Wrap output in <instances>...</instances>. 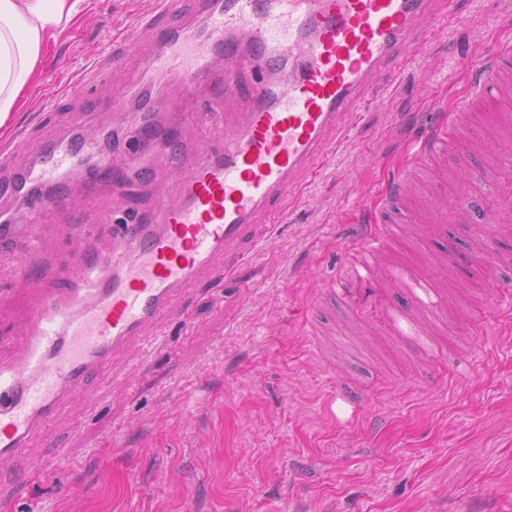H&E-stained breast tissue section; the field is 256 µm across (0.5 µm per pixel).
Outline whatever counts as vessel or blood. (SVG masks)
I'll return each instance as SVG.
<instances>
[{"label": "vessel or blood", "instance_id": "obj_1", "mask_svg": "<svg viewBox=\"0 0 512 512\" xmlns=\"http://www.w3.org/2000/svg\"><path fill=\"white\" fill-rule=\"evenodd\" d=\"M439 0H161L162 19H149L153 45L142 81L174 85L180 98L238 95L250 105L220 148L182 156L159 114L141 104L140 130L116 165L111 154L88 160L78 138L46 140L16 165L0 196L26 199L48 192L40 206L61 202L65 180L142 181V161L165 152L185 160L187 179L157 196L131 221L102 219L112 234L108 253L78 258L84 291L41 294L8 363L0 362V464L25 458L65 396L83 386L121 349L146 340L169 312L173 296L201 274L230 279L225 259L245 240L263 236L260 215L288 186L326 163L328 134L354 112L361 89L402 69L401 49ZM512 54L486 57L474 92L424 138L384 189L393 218L378 216L360 246L346 252L347 276L327 288L352 318L410 348L433 340L442 326L454 260L447 242L429 265L385 267L383 254L408 240L407 228L472 223L482 211L498 237H512ZM457 153L472 178L449 188L433 179L429 205L450 199L452 213L427 215L405 200L422 167Z\"/></svg>", "mask_w": 512, "mask_h": 512}]
</instances>
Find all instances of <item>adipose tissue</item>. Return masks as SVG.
<instances>
[{"label": "adipose tissue", "instance_id": "ef3b65f1", "mask_svg": "<svg viewBox=\"0 0 512 512\" xmlns=\"http://www.w3.org/2000/svg\"><path fill=\"white\" fill-rule=\"evenodd\" d=\"M85 0H0V130L25 102L41 58L71 29Z\"/></svg>", "mask_w": 512, "mask_h": 512}]
</instances>
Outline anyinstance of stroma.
<instances>
[{"mask_svg":"<svg viewBox=\"0 0 512 512\" xmlns=\"http://www.w3.org/2000/svg\"><path fill=\"white\" fill-rule=\"evenodd\" d=\"M154 2L86 0L43 56L0 149L24 157L75 126L89 153L122 158L138 121L114 132L112 104L128 93ZM508 37L512 0H454L402 74L362 89L367 105L336 129L329 164L275 203L270 234L245 243L233 278L186 286L150 343L116 352L67 398L29 462L0 466V512H512V324L476 318L512 283V239L493 242L481 281L467 264L469 234L487 226L457 230L438 358L383 344L319 298L407 141L443 123L439 105L464 91L466 58ZM206 103L182 102L173 133L187 147L221 144L220 127L196 119ZM184 174L157 158L151 179L125 194L74 186L16 234L0 250V357L34 306L35 293L16 285L22 274L73 287V261L112 247L102 216L147 208ZM32 234L42 261L30 265ZM311 312L320 359L303 324ZM343 377L363 395L351 421L331 396Z\"/></svg>","mask_w":512,"mask_h":512,"instance_id":"35a3bbf8","label":"stroma"}]
</instances>
